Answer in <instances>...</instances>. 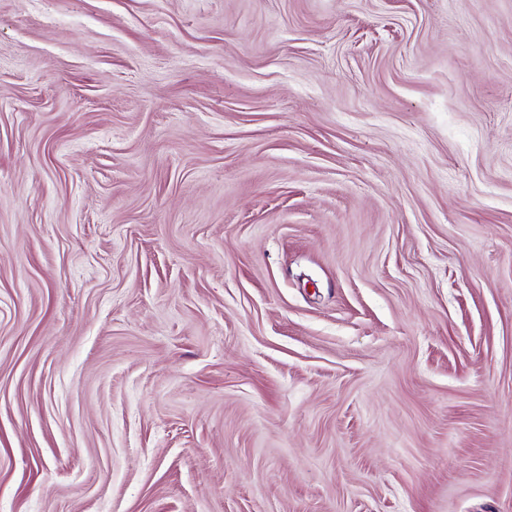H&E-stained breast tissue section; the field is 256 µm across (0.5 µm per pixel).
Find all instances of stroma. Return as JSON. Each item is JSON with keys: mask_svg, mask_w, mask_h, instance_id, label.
I'll return each instance as SVG.
<instances>
[{"mask_svg": "<svg viewBox=\"0 0 512 512\" xmlns=\"http://www.w3.org/2000/svg\"><path fill=\"white\" fill-rule=\"evenodd\" d=\"M0 512H512V0H0Z\"/></svg>", "mask_w": 512, "mask_h": 512, "instance_id": "obj_1", "label": "stroma"}]
</instances>
